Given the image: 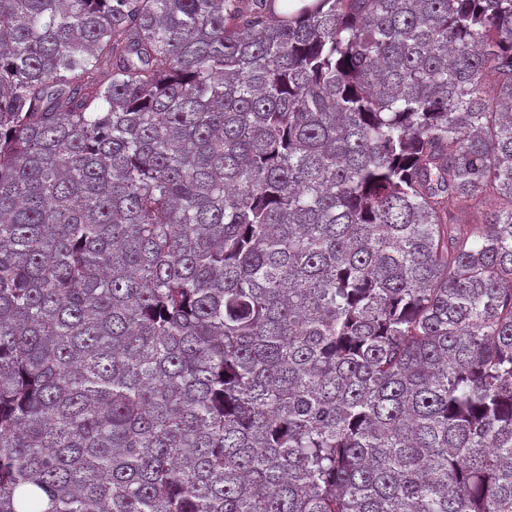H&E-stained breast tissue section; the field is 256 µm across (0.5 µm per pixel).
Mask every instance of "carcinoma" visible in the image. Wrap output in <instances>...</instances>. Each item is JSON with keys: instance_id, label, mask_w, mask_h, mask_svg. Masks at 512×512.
<instances>
[{"instance_id": "obj_1", "label": "carcinoma", "mask_w": 512, "mask_h": 512, "mask_svg": "<svg viewBox=\"0 0 512 512\" xmlns=\"http://www.w3.org/2000/svg\"><path fill=\"white\" fill-rule=\"evenodd\" d=\"M276 5L0 0V512H512V0Z\"/></svg>"}]
</instances>
